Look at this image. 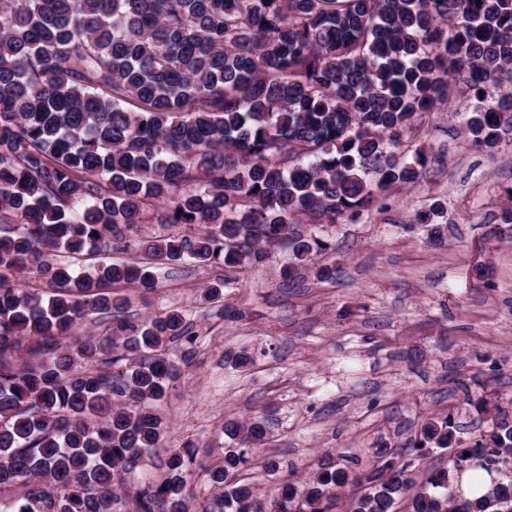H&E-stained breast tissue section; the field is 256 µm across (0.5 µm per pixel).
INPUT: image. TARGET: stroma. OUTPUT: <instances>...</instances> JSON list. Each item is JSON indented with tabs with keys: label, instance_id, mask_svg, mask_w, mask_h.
<instances>
[{
	"label": "stroma",
	"instance_id": "obj_1",
	"mask_svg": "<svg viewBox=\"0 0 512 512\" xmlns=\"http://www.w3.org/2000/svg\"><path fill=\"white\" fill-rule=\"evenodd\" d=\"M481 106L453 85L418 133L434 159L419 183L393 186L387 210L308 225L329 245L319 263L331 276L283 286L293 255L282 251L226 283L233 312L223 317L201 298L223 277L218 267L169 264L152 293L130 289L131 317L180 310L198 339L161 405L167 432L128 486L160 477L168 454L195 443L186 479L190 512H201L222 491L198 465L230 447L229 418L269 426L245 472L264 503L322 453L359 471L381 443L401 446L430 416L453 413L467 443L489 424L475 401L496 399L512 415V224L498 220L512 205V128L494 151L476 146L465 119ZM438 202L443 214L418 223ZM244 350L252 362L240 368L232 358ZM271 456L275 475L263 467Z\"/></svg>",
	"mask_w": 512,
	"mask_h": 512
}]
</instances>
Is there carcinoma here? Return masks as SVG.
I'll return each mask as SVG.
<instances>
[{
	"label": "carcinoma",
	"mask_w": 512,
	"mask_h": 512,
	"mask_svg": "<svg viewBox=\"0 0 512 512\" xmlns=\"http://www.w3.org/2000/svg\"><path fill=\"white\" fill-rule=\"evenodd\" d=\"M512 0H0V493L3 512H189L188 444L160 481L125 475L164 433L160 405L196 336L183 312L122 318L125 288L191 261L263 264L283 249L293 281L329 246L300 223L338 224L416 184L428 156L416 120L462 82L484 106L467 120L494 150L512 126ZM157 224L194 237L132 240ZM135 248L137 261L77 274L63 254ZM46 280L52 292L22 286ZM224 283L201 296L224 310ZM112 316L107 336L67 343L79 321ZM448 448L452 413L405 448L380 446L362 473L329 455L285 482L268 510L243 478L268 437L228 419L239 441L206 470L217 512H512V481L461 500L462 472L512 470V416ZM450 449L448 468L406 496L411 455ZM197 226H177L170 227L169 224H155L150 216L144 224H139L138 233L134 240L140 237H155L170 234L175 231L181 232L183 235L193 236L197 233Z\"/></svg>",
	"instance_id": "carcinoma-1"
}]
</instances>
